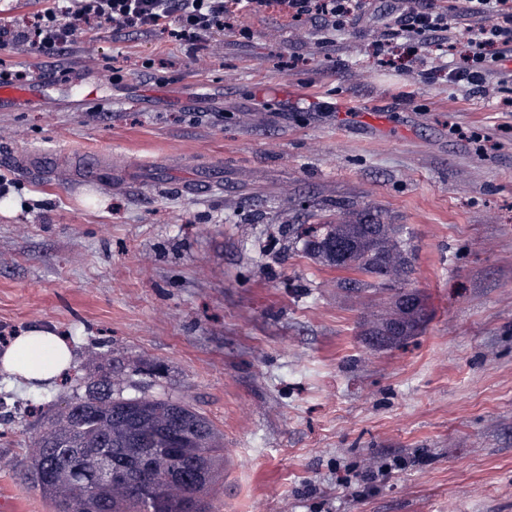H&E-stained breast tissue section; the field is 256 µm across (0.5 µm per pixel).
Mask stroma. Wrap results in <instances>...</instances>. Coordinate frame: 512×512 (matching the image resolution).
<instances>
[{"label": "stroma", "mask_w": 512, "mask_h": 512, "mask_svg": "<svg viewBox=\"0 0 512 512\" xmlns=\"http://www.w3.org/2000/svg\"><path fill=\"white\" fill-rule=\"evenodd\" d=\"M380 26L371 10L323 45L270 8L198 50L107 29L0 48V72L45 84L0 112V353L33 328L74 353L51 386L0 374L18 512H54L34 442L105 375L220 431L214 512H512V112L424 81L461 51L380 66ZM365 211L414 245L401 286L346 287L295 237ZM408 293L413 333L374 335Z\"/></svg>", "instance_id": "obj_1"}]
</instances>
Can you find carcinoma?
Segmentation results:
<instances>
[{
	"label": "carcinoma",
	"instance_id": "carcinoma-1",
	"mask_svg": "<svg viewBox=\"0 0 512 512\" xmlns=\"http://www.w3.org/2000/svg\"><path fill=\"white\" fill-rule=\"evenodd\" d=\"M306 250L324 265L369 277L349 281L355 288L401 283L413 260L400 227L367 213L319 224ZM417 310L415 298L401 296L396 317L380 333L404 335ZM49 448H71L73 454L49 453ZM100 448L112 449V457L124 462V477L93 483L102 466ZM223 467V435L189 405L92 391L50 415L35 442L29 478L55 512H211L210 496ZM140 480L147 485L144 492L134 488Z\"/></svg>",
	"mask_w": 512,
	"mask_h": 512
}]
</instances>
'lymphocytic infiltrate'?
I'll list each match as a JSON object with an SVG mask.
<instances>
[{
	"label": "lymphocytic infiltrate",
	"mask_w": 512,
	"mask_h": 512,
	"mask_svg": "<svg viewBox=\"0 0 512 512\" xmlns=\"http://www.w3.org/2000/svg\"><path fill=\"white\" fill-rule=\"evenodd\" d=\"M373 43L381 63L395 65L424 49L465 42L467 63L448 70V83L489 94L512 106V0H391ZM278 7L291 20H320L333 34L360 22L364 0H47L25 24L0 27V47L27 45L50 51L77 36L107 28L113 34L161 31L174 42L205 45L229 29L240 10ZM497 82H490V74Z\"/></svg>",
	"instance_id": "obj_1"
}]
</instances>
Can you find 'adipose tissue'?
Wrapping results in <instances>:
<instances>
[{"label":"adipose tissue","instance_id":"ef3b65f1","mask_svg":"<svg viewBox=\"0 0 512 512\" xmlns=\"http://www.w3.org/2000/svg\"><path fill=\"white\" fill-rule=\"evenodd\" d=\"M72 351L66 342L44 330L34 329L20 336L0 354V370L32 385L50 382L67 371Z\"/></svg>","mask_w":512,"mask_h":512}]
</instances>
